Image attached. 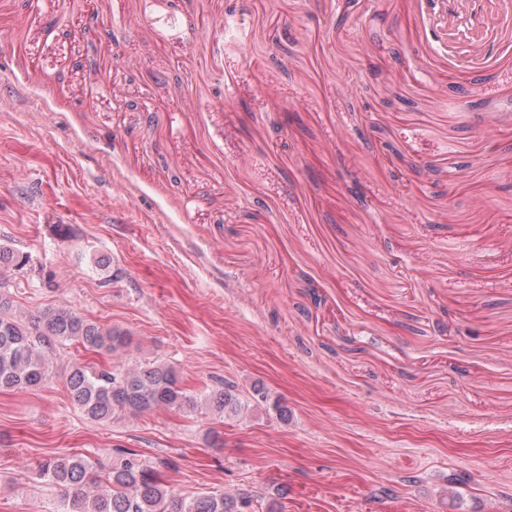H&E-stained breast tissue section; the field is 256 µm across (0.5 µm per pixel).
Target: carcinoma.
Wrapping results in <instances>:
<instances>
[{"instance_id":"cac0c4a2","label":"carcinoma","mask_w":512,"mask_h":512,"mask_svg":"<svg viewBox=\"0 0 512 512\" xmlns=\"http://www.w3.org/2000/svg\"><path fill=\"white\" fill-rule=\"evenodd\" d=\"M29 262V255L0 243V390L27 391L45 385L52 373L49 350L56 343L111 355L129 343L128 332L95 324L66 306L47 307L30 317L20 313L7 276ZM67 387L73 401L95 421L153 408L224 418L244 408L234 383L219 381L200 400L187 392L174 367L158 362L132 368L75 363ZM252 397L276 416H287V407L270 399L264 389L254 388ZM35 475L63 491L53 512H252L254 501L245 493L208 490L185 496L170 490L162 485L150 460L127 448L112 449L108 465L82 456L50 457L38 463Z\"/></svg>"}]
</instances>
